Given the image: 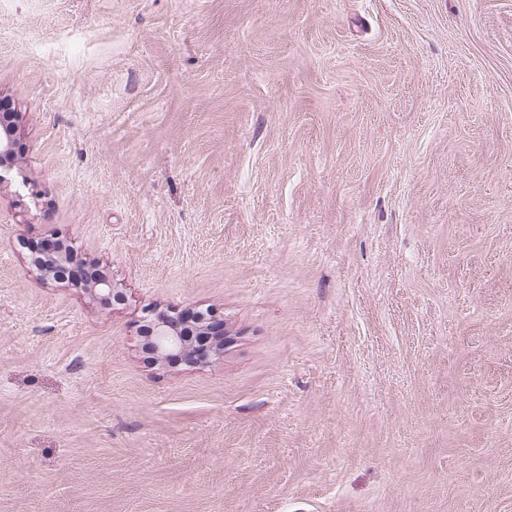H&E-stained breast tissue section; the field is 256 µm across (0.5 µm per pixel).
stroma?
Listing matches in <instances>:
<instances>
[{"label":"stroma","instance_id":"obj_1","mask_svg":"<svg viewBox=\"0 0 512 512\" xmlns=\"http://www.w3.org/2000/svg\"><path fill=\"white\" fill-rule=\"evenodd\" d=\"M0 98V512H512V0H0ZM0 120V185L9 180L10 173L16 167L17 150L19 148V126L12 119V113L1 107ZM6 112V113H3ZM73 239L56 238L37 243L30 249L31 264L43 281H66L73 288L88 293L103 309H112L125 296L112 279V272L100 264L86 265L79 257ZM143 328L148 342L147 349L156 362L184 361L190 365L208 363L224 350V320L214 312L191 309L169 312H147ZM193 325L197 333L207 338L203 345H196L188 337L186 328Z\"/></svg>","mask_w":512,"mask_h":512}]
</instances>
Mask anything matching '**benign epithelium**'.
<instances>
[{
    "mask_svg": "<svg viewBox=\"0 0 512 512\" xmlns=\"http://www.w3.org/2000/svg\"><path fill=\"white\" fill-rule=\"evenodd\" d=\"M19 126L11 113L0 115V184L16 169ZM31 264L42 280L66 281L88 293L102 308L110 309L125 299L108 267L87 265L79 257L73 239L60 237L31 247ZM147 349L156 362L207 363L224 350V320L212 311L191 309L155 313L148 311L143 326Z\"/></svg>",
    "mask_w": 512,
    "mask_h": 512,
    "instance_id": "1",
    "label": "benign epithelium"
}]
</instances>
